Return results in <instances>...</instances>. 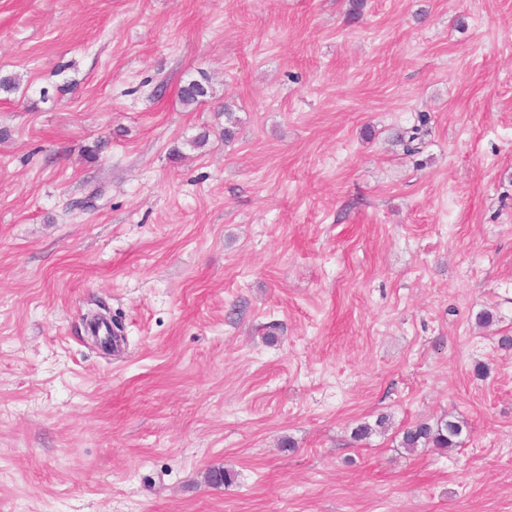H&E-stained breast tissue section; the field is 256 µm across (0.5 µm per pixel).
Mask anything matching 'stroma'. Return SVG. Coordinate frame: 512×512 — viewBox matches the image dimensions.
<instances>
[{"label":"stroma","instance_id":"1","mask_svg":"<svg viewBox=\"0 0 512 512\" xmlns=\"http://www.w3.org/2000/svg\"><path fill=\"white\" fill-rule=\"evenodd\" d=\"M348 8L0 0V512H512V0ZM464 424L458 420H440L432 425L420 421L406 427L401 436V447L414 451L417 448H457L462 444Z\"/></svg>","mask_w":512,"mask_h":512}]
</instances>
